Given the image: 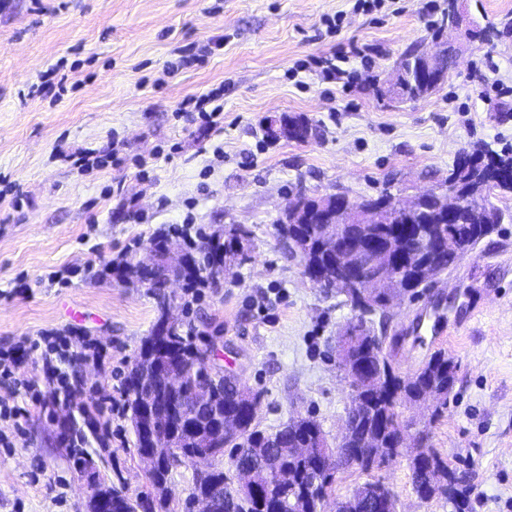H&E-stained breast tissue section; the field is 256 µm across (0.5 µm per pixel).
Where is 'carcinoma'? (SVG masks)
I'll return each mask as SVG.
<instances>
[{
	"instance_id": "1",
	"label": "carcinoma",
	"mask_w": 512,
	"mask_h": 512,
	"mask_svg": "<svg viewBox=\"0 0 512 512\" xmlns=\"http://www.w3.org/2000/svg\"><path fill=\"white\" fill-rule=\"evenodd\" d=\"M417 51L409 50L399 59L397 70L407 82L402 98L421 99L430 94L429 87L412 82L418 68ZM471 155L480 164L458 170L452 169L448 181L457 184L459 190L470 202L459 212L458 220L449 231L458 239L474 247L489 236L495 226L504 220V212L493 208L489 214V196L499 190L512 193V184L494 185L487 167H512V155L499 154L488 148H475ZM250 237L252 231L238 225L229 228L224 235L198 234L196 243H184L185 259L189 267H170L162 262L151 268H143L137 263H127L122 271L125 282L148 289L157 300L158 316L139 352L134 357L124 382L127 411L135 412L136 387L134 381L150 378L157 366H164L173 372L185 374V389L179 398L186 402L191 414L189 427L182 429L176 444L182 449L180 464L192 461L199 451L197 437L210 436L215 448L228 451L230 467L218 468L209 475L197 474L194 477L190 494H218L234 502L235 512H311L313 505L301 495L289 497L293 490L300 488L304 480L311 477L312 461H303L294 456L291 449L302 444L312 447V442L323 435L320 424L310 418L303 422L287 420L273 431L259 428L250 409L239 399L234 383L218 371L201 377L195 367L207 349L196 343L192 331L183 330L178 322L170 323L166 310L171 302L165 291L167 282L173 278L183 281L184 287L195 288L209 280H215L237 263L241 251L232 248L231 242L239 234ZM336 235V225L321 222V217L312 212L305 224L292 229L289 240L294 243L300 262L318 265L323 278L336 279V267L323 260L327 244ZM462 254L440 251L432 261L443 271L457 266ZM386 337H377L374 344L361 343L353 349V364L363 365V376L377 375L381 379L379 388L362 393L357 408H349L350 429L337 440L336 446L346 448L354 454L370 458L384 455L393 447L391 439L397 427L407 423L400 408L416 403L429 393L436 392L448 399V374L455 373L456 363L448 353L440 349L433 352L417 370L402 375L394 369L391 354L385 351ZM224 417V434L212 432L216 418ZM424 447L430 449L427 463L420 467L410 466L413 488L420 492L422 499L442 497L455 509L464 506L460 484L463 478L456 472L448 459L431 448V429L423 430ZM268 470L275 474L271 482H261L255 492L246 496L240 494L235 481L238 468ZM171 474L157 476L150 484L154 490L153 499L132 498L120 495L114 486L99 485L93 496L107 495L112 503V512H153L156 507H166L165 484ZM391 488L378 481H366L351 495L338 502V512H372L369 502L386 495Z\"/></svg>"
}]
</instances>
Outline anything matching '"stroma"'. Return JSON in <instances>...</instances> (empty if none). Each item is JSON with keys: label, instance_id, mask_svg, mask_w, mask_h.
<instances>
[{"label": "stroma", "instance_id": "35a3bbf8", "mask_svg": "<svg viewBox=\"0 0 512 512\" xmlns=\"http://www.w3.org/2000/svg\"><path fill=\"white\" fill-rule=\"evenodd\" d=\"M420 0H385L371 12L350 0H0V350L46 330L82 329L112 352L110 370L86 365L67 403L30 399L0 382V400L26 407L22 431L0 420V512H88L96 485L150 495L129 416L100 444L83 405L124 397V380L157 317L145 288L120 273L153 236L248 227L245 260L196 301L178 294L174 315L215 361L258 394L256 421L271 430L311 417L328 439L340 433L351 390L336 364V338L358 321L345 296L309 281L274 226L297 192L358 201L388 192L411 199L444 187L460 150H512V0H464L467 20L492 26L491 42L467 46L432 95L379 97L407 49L428 45L448 0L424 15ZM342 15L328 33L325 18ZM223 36L224 48L169 76L174 47ZM362 49L349 84L297 62L331 48ZM63 61L62 97H28L48 64ZM224 89L216 124L177 118L188 96ZM281 113L307 118L317 134L269 141ZM104 157L82 170L79 152ZM148 168H140V160ZM64 271V280L53 279ZM436 314L445 337L421 327ZM393 339L395 368L414 372L437 349L457 365L432 446L467 477L465 512H512V219L464 254L420 296L367 318ZM89 467L75 469L73 451ZM409 449L371 473L338 475L331 500L367 479L397 496V512H453L419 499Z\"/></svg>", "mask_w": 512, "mask_h": 512}]
</instances>
